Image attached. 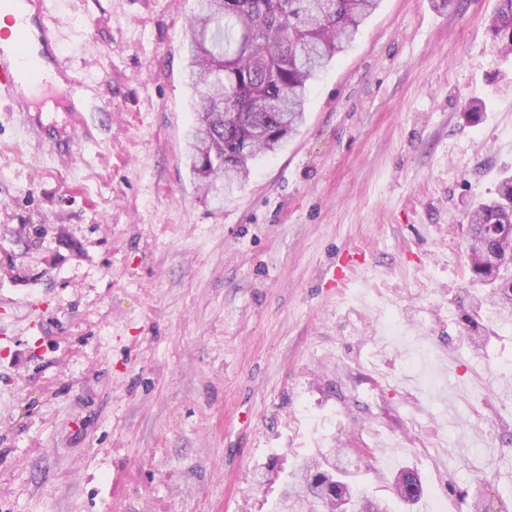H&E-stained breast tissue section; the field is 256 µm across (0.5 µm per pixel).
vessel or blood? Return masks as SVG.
Instances as JSON below:
<instances>
[{
    "instance_id": "b4317fda",
    "label": "vessel or blood",
    "mask_w": 512,
    "mask_h": 512,
    "mask_svg": "<svg viewBox=\"0 0 512 512\" xmlns=\"http://www.w3.org/2000/svg\"><path fill=\"white\" fill-rule=\"evenodd\" d=\"M20 7V29L15 45L0 48V98L13 112L28 111L32 94L40 88L57 93L63 100L74 129L70 146H78L89 135L81 106V82L73 74L67 57L59 50L60 23L46 9L44 0H6Z\"/></svg>"
}]
</instances>
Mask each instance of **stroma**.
Listing matches in <instances>:
<instances>
[{"instance_id": "35a3bbf8", "label": "stroma", "mask_w": 512, "mask_h": 512, "mask_svg": "<svg viewBox=\"0 0 512 512\" xmlns=\"http://www.w3.org/2000/svg\"><path fill=\"white\" fill-rule=\"evenodd\" d=\"M66 2L92 140L0 104V512H274L337 448L390 512H512V316L467 257L512 176L498 0H381L221 204L187 162L194 0Z\"/></svg>"}]
</instances>
